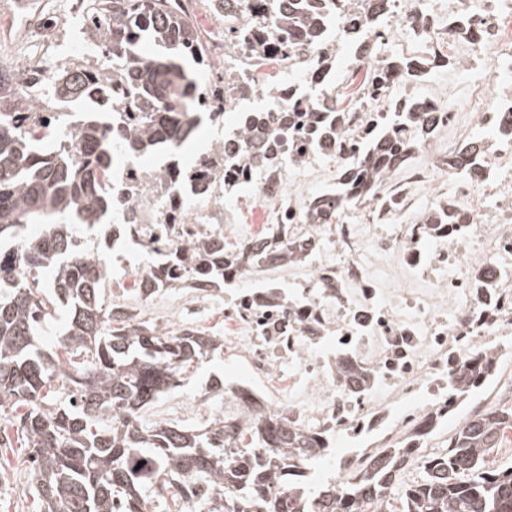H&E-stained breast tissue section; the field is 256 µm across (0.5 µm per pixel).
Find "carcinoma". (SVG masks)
<instances>
[{
	"label": "carcinoma",
	"mask_w": 512,
	"mask_h": 512,
	"mask_svg": "<svg viewBox=\"0 0 512 512\" xmlns=\"http://www.w3.org/2000/svg\"><path fill=\"white\" fill-rule=\"evenodd\" d=\"M293 0H270L288 36L314 21L291 15ZM112 56L97 70V87L108 90L111 74L125 76L127 97L139 121L122 144L112 139L113 117L88 114L75 128L74 151L54 153L22 114L40 108L32 88L50 80L52 95L84 101L79 69L48 70L0 61V239L14 240L29 224L46 232L30 239L21 256L29 270L54 266L50 282L35 274L0 290V409L9 408L25 432L34 483L45 512H147L148 491H173L180 507L205 512H390L388 490L406 467L395 447L367 459L365 482L344 489L332 482L315 490L288 470L290 455L312 456L320 442L279 416L238 427L221 418L200 432L176 425L146 429L141 411L177 386L178 375L223 346L217 336L192 328L172 334L124 310L105 305L107 265L99 251L79 253L81 227L93 228L112 208V188L101 172L115 154H139L164 143L187 142L200 121L188 118L193 84L180 60L205 65L206 44L175 0H81ZM152 17L151 28L140 16ZM173 51L165 59L143 57V33ZM373 161L357 181L378 176L393 158L388 143L370 145ZM178 268L199 286H219L224 270L240 257L222 241L191 244ZM67 312L60 350L37 347V336L58 312ZM458 373L456 394L467 395L487 373ZM66 383V398L55 382ZM512 433V406L478 412L457 428L448 453L423 461V477L405 487L401 512H512V467L487 468V458ZM291 496L276 492L283 481Z\"/></svg>",
	"instance_id": "1"
}]
</instances>
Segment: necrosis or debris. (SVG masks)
I'll return each instance as SVG.
<instances>
[{"mask_svg":"<svg viewBox=\"0 0 512 512\" xmlns=\"http://www.w3.org/2000/svg\"><path fill=\"white\" fill-rule=\"evenodd\" d=\"M297 9L319 24L288 40L268 0H239L211 29L194 85L223 152L187 163L170 150L164 163L140 157L104 176L122 201L113 238L150 257L136 281L112 277V299L133 288L149 306L161 288H185L205 304L212 290L192 287L183 271L164 274L157 259L223 236L250 195L263 221L240 234L243 250L268 223L288 231L277 236L278 257L224 273V343L247 365L224 399L236 418L277 414L322 446L348 445L333 467L347 488L366 478L357 461L378 444L424 460L457 407V373L512 355V0H385L378 11L366 0H299ZM441 42L455 48L452 68L423 69L421 56ZM387 45L405 64L394 75ZM346 67L363 89L338 112L331 103ZM427 114L434 122L422 134ZM476 125L490 135L460 167L438 135L452 129L467 142ZM257 132L274 146L272 168ZM380 133L401 161L418 163L409 182L429 192L421 215L389 168L370 183L379 205L368 223H324L317 207L368 166ZM321 172L327 181L294 202ZM279 266L287 281L271 278Z\"/></svg>","mask_w":512,"mask_h":512,"instance_id":"obj_1","label":"necrosis or debris"}]
</instances>
